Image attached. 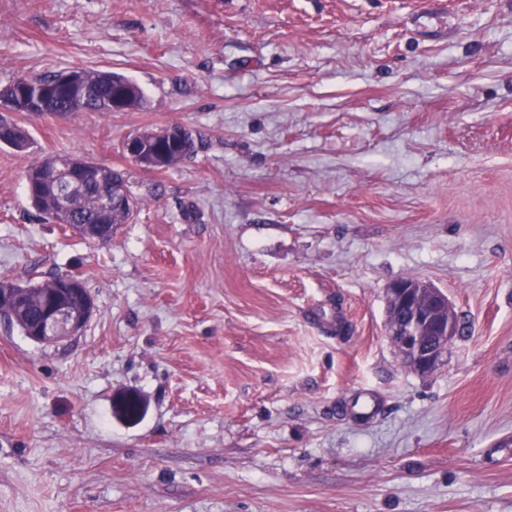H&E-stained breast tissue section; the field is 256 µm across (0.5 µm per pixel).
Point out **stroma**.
<instances>
[{"label": "stroma", "instance_id": "1", "mask_svg": "<svg viewBox=\"0 0 512 512\" xmlns=\"http://www.w3.org/2000/svg\"><path fill=\"white\" fill-rule=\"evenodd\" d=\"M77 68L145 102L0 106V277L95 303L56 344L0 318V512H512V0H0V88ZM174 123L194 154L128 157ZM57 153L123 173L111 243L30 202ZM402 278L464 326L428 376ZM89 83L88 100L80 110H71L65 103L56 105L53 112H120L128 110L129 95L126 90L112 91V83L127 85L131 88L132 99L129 108L140 106L144 100V94L139 86L131 79L117 72L86 71L80 70ZM112 95V107H111ZM113 110V111H112ZM164 141V139L163 141L153 139V142L156 143L155 149L148 151V146L145 144L144 138L139 134L127 139L124 144V149L133 161L146 167L148 165L160 163L159 157L165 156V148L163 146ZM387 332L405 366L419 374L437 370L457 333L458 315L448 295L418 279H398L386 288Z\"/></svg>", "mask_w": 512, "mask_h": 512}]
</instances>
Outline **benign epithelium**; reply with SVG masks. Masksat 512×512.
<instances>
[{
    "label": "benign epithelium",
    "mask_w": 512,
    "mask_h": 512,
    "mask_svg": "<svg viewBox=\"0 0 512 512\" xmlns=\"http://www.w3.org/2000/svg\"><path fill=\"white\" fill-rule=\"evenodd\" d=\"M81 83L77 73L65 71L51 77L46 87L15 88L11 95L0 97V105L22 112H42L51 101L47 91L49 86L81 102L87 96ZM124 149L133 161L144 167L158 163L159 158L165 156L163 142L156 141L155 149L150 151L140 135L127 139ZM45 163L56 174L73 172L74 184L97 174L103 187L101 205L106 209L112 208L115 197L112 183L103 182V165L68 161L57 155L46 157ZM29 293L28 288H1L0 316L12 317L13 302ZM386 294L387 332L405 366L419 375L433 373L444 362L448 347L457 336L458 315L448 295L418 279L395 280L386 288ZM94 307L93 298L79 276L62 273L44 289L38 321L24 329V333L36 343L62 342L81 334ZM121 406L130 419L138 418L142 412L141 402L134 393L124 396Z\"/></svg>",
    "instance_id": "benign-epithelium-1"
}]
</instances>
